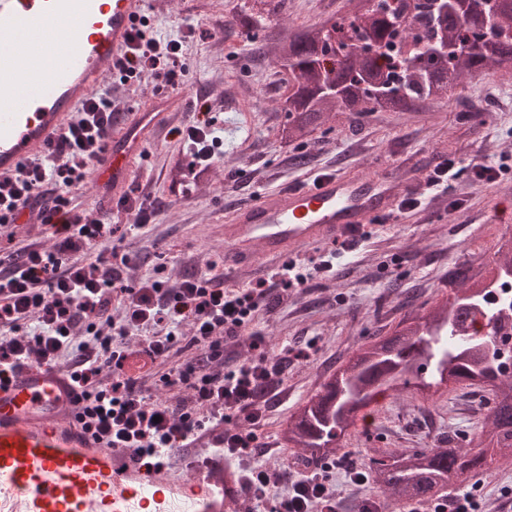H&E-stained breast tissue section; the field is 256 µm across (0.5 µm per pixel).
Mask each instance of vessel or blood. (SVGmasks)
<instances>
[{
    "mask_svg": "<svg viewBox=\"0 0 512 512\" xmlns=\"http://www.w3.org/2000/svg\"><path fill=\"white\" fill-rule=\"evenodd\" d=\"M152 0H0V100L28 82L25 106L0 111V174L43 154L78 104L123 60ZM159 112L116 123L95 163L97 184L121 188ZM399 190L384 178L320 177L263 193L224 224L226 265L254 267L340 241L385 213ZM85 401L61 366L33 363L0 380V512H245L239 469L214 455L191 465L144 462L108 446L83 420Z\"/></svg>",
    "mask_w": 512,
    "mask_h": 512,
    "instance_id": "obj_1",
    "label": "vessel or blood"
}]
</instances>
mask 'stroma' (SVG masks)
<instances>
[{
	"label": "stroma",
	"instance_id": "obj_1",
	"mask_svg": "<svg viewBox=\"0 0 512 512\" xmlns=\"http://www.w3.org/2000/svg\"><path fill=\"white\" fill-rule=\"evenodd\" d=\"M242 2L161 0L155 6L150 27L181 42L188 85L172 95L165 70L156 69L121 90L124 102L158 109L166 118L135 158L137 171L120 192L100 196L90 178L74 192L81 208L111 225L112 245L137 263L140 273L173 284L210 266L223 274L225 287H255L279 270V263L263 272L225 267L221 221L258 194L310 184L319 173L382 174L407 197L422 191L434 167L457 155L509 167L486 186L460 175L452 193L461 202L455 211L442 199L396 221L382 216L370 222L367 234L353 239L351 252L337 258L332 271L278 292L269 308L255 314L251 328L264 338L260 348L247 341L229 345L235 364L262 354L276 357L287 343L310 349L309 359L289 365L280 404L255 429L264 450L261 464L281 474L295 470L292 452L280 441L281 424L318 391L337 360L357 348L362 334L395 327L410 311L405 295L426 310L445 302L449 268L493 254L499 237L512 231V215L498 210L500 203L512 202V66L467 79L454 95L416 115L332 113L305 146V164L296 165L292 145L277 133L285 119L278 105L286 90L273 55L224 24ZM341 5L342 0H280L273 24L293 29L314 24ZM203 120L223 144L208 176L184 192L171 183V163L188 157L184 130ZM123 193L163 208L153 223L129 229L130 216L118 205ZM487 414L479 392L463 385L429 400L418 395L382 401L370 425H356L343 442L344 463L329 473L340 512H354L367 500L382 503V512H431L384 499L374 482L352 483L350 464L365 462L377 446L432 448L450 433L477 432ZM482 483L488 512H512L502 497L512 490V456L498 459Z\"/></svg>",
	"mask_w": 512,
	"mask_h": 512
}]
</instances>
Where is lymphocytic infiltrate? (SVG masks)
I'll use <instances>...</instances> for the list:
<instances>
[{"label":"lymphocytic infiltrate","instance_id":"1","mask_svg":"<svg viewBox=\"0 0 512 512\" xmlns=\"http://www.w3.org/2000/svg\"><path fill=\"white\" fill-rule=\"evenodd\" d=\"M178 40H160L134 28L122 82L164 66L172 92L187 73ZM44 154L0 177V229L29 215L38 237L52 250L28 244L0 254V377L31 363L66 365L86 401L88 429L114 448L156 458L175 448H194L207 434L235 462H247L244 486L262 500L272 477L255 460V433L233 428L241 417L258 424L285 381L295 348L224 369V341L243 338L254 314L266 307L264 286L228 291L224 279L202 272L167 288L150 277L124 283L127 257L109 246L112 227L78 211L71 193L89 174L116 121L111 101L95 97ZM472 183H494L491 161L449 162L427 177V198L448 196L459 172ZM170 391L154 397L146 380ZM327 477L313 471L292 479L279 512H336Z\"/></svg>","mask_w":512,"mask_h":512}]
</instances>
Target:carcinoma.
<instances>
[{"instance_id":"1","label":"carcinoma","mask_w":512,"mask_h":512,"mask_svg":"<svg viewBox=\"0 0 512 512\" xmlns=\"http://www.w3.org/2000/svg\"><path fill=\"white\" fill-rule=\"evenodd\" d=\"M275 0L256 7L239 6L229 24L254 39L287 44L276 57L279 73L288 85L287 122L279 130L286 143L304 139L327 120L324 87H336L346 112H421L426 103L442 100L467 77L486 72L512 58V0H457L442 12L437 0H343L340 10L295 33L269 31L277 13ZM347 24L361 51L338 60L329 54L336 27ZM470 43L469 51L453 69L442 59H428L434 44ZM367 82L381 88L397 82L403 93L370 104L362 88ZM512 275V240L498 241L496 250L479 264L465 261L448 269V287L473 292L465 304L438 305L427 313L403 317L392 334L367 337L336 369L320 390L299 405L282 428L286 446L303 461L336 462L339 439L349 428L339 426L348 413L359 412L381 397L424 391L451 381L446 390L469 383L478 386L489 409L482 431L470 439L450 435L435 448L375 450L365 467L382 493L399 501L428 505L453 478L472 480L489 465L490 452L512 450V373L488 357L498 333L512 332V308L497 312L480 302L490 271ZM453 323L473 329L480 322L489 334H472L473 341L458 344L448 334Z\"/></svg>"}]
</instances>
